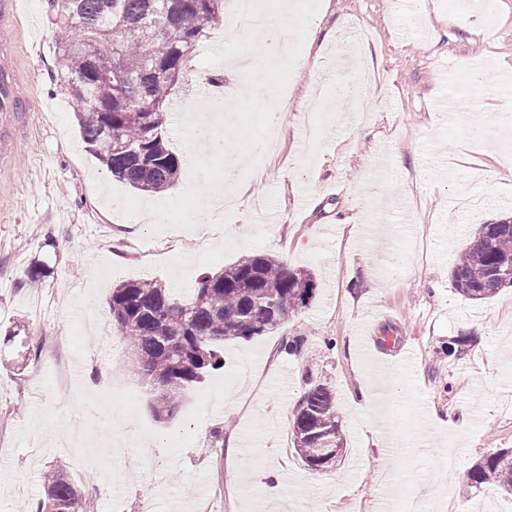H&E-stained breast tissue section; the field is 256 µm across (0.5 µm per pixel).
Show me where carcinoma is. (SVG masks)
I'll use <instances>...</instances> for the list:
<instances>
[{"label": "carcinoma", "instance_id": "cac0c4a2", "mask_svg": "<svg viewBox=\"0 0 512 512\" xmlns=\"http://www.w3.org/2000/svg\"><path fill=\"white\" fill-rule=\"evenodd\" d=\"M223 0H47L49 16L67 20L57 35L58 78L66 87L81 138L119 181L144 193L171 188L180 159L168 147L164 112L205 30L222 20ZM512 263V220L481 224L453 264L456 291L471 301L507 287L499 269ZM313 274L266 255L249 254L203 276L180 299L157 280L112 288V325L132 366L154 390L153 411L173 415L191 386L224 368V342L248 340L307 308ZM293 446L321 472L336 463L344 439L336 395L316 382L297 403ZM494 486L512 495V451L482 459L463 486ZM33 512H90V503L60 468L47 471Z\"/></svg>", "mask_w": 512, "mask_h": 512}]
</instances>
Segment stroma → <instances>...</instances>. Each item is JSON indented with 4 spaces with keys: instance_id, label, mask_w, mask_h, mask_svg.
Here are the masks:
<instances>
[{
    "instance_id": "stroma-1",
    "label": "stroma",
    "mask_w": 512,
    "mask_h": 512,
    "mask_svg": "<svg viewBox=\"0 0 512 512\" xmlns=\"http://www.w3.org/2000/svg\"><path fill=\"white\" fill-rule=\"evenodd\" d=\"M485 19L464 0H321L315 41L303 44L276 104V149L240 183L223 213H208L210 234L153 230L149 217L108 206L98 183L128 192L86 149L71 99L53 82L58 49L46 0H24L20 39L0 64L12 66L30 111L6 130L0 148V512L44 496L49 466L64 468L96 512H262L255 502L269 476L285 486L288 512H512V496L482 486L462 492L467 468L512 448V288L482 302L462 298L450 269L478 225L512 215V0H492ZM230 0L187 63L166 112L182 172L193 153L178 123L219 106L200 72L235 90L231 60L204 65L234 27ZM361 38L350 42L352 30ZM380 78L361 89L363 65ZM501 71L476 83L473 68ZM344 89L341 106L315 91ZM469 113L493 122L492 143L469 141L461 118L436 107L450 91ZM268 254L306 269L315 297L270 333L224 344V367L184 395L177 415L155 418L150 391L130 375L133 415L105 393L118 336L99 337L113 286L157 279L181 299L199 279L245 254ZM44 264L41 287L26 285ZM388 311L377 342L414 349L395 368L349 349L364 309ZM467 337L461 356L447 353ZM299 341L294 352L284 346ZM79 367L62 387L55 352ZM336 392L346 442L342 460L308 469L292 446L295 405L308 382ZM371 390L360 404V387ZM96 402L105 427L132 430L120 447L64 448L75 395ZM151 443L158 476L137 469Z\"/></svg>"
}]
</instances>
